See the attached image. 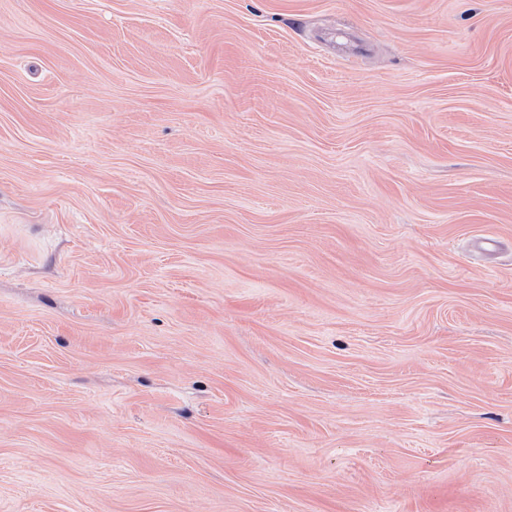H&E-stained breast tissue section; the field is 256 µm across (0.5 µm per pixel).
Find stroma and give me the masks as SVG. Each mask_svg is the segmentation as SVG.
<instances>
[{"instance_id":"35a3bbf8","label":"stroma","mask_w":512,"mask_h":512,"mask_svg":"<svg viewBox=\"0 0 512 512\" xmlns=\"http://www.w3.org/2000/svg\"><path fill=\"white\" fill-rule=\"evenodd\" d=\"M0 512H512V0H0Z\"/></svg>"}]
</instances>
